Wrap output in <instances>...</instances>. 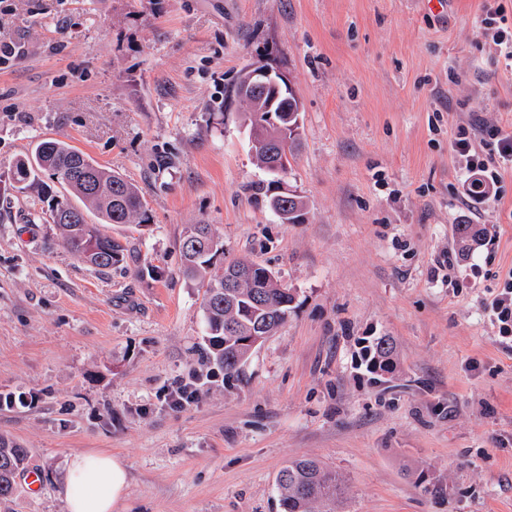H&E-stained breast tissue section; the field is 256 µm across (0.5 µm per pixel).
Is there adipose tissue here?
I'll return each mask as SVG.
<instances>
[{"label": "adipose tissue", "mask_w": 512, "mask_h": 512, "mask_svg": "<svg viewBox=\"0 0 512 512\" xmlns=\"http://www.w3.org/2000/svg\"><path fill=\"white\" fill-rule=\"evenodd\" d=\"M129 481L126 463L119 456L95 449L74 455L62 477L67 512H118Z\"/></svg>", "instance_id": "adipose-tissue-1"}]
</instances>
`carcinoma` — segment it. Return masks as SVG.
Returning <instances> with one entry per match:
<instances>
[{"label": "carcinoma", "instance_id": "cac0c4a2", "mask_svg": "<svg viewBox=\"0 0 512 512\" xmlns=\"http://www.w3.org/2000/svg\"><path fill=\"white\" fill-rule=\"evenodd\" d=\"M249 112L244 122L262 146H252L260 167L270 168L276 143H287V153L278 159L282 173L288 172L290 157L298 146L299 134L290 125L297 122V101L290 94L275 96L273 90L265 94L242 96ZM17 190L35 189L40 201L47 206L60 232L61 243L80 261L99 269H108L124 257V248L114 238L103 234L97 224L87 221L92 211L105 224L142 226L151 222V215L143 203L138 188L120 173L112 171L89 155L65 141L53 139L40 142L34 152L15 165ZM76 197L82 206H76L69 196ZM269 209L276 215L288 213V222L299 224L304 220L306 206L292 195L288 205L282 204L279 194H266ZM483 230L476 224H460L457 228L459 249L466 253L481 241ZM183 274L200 281L204 288L203 312L208 350L212 362L231 378L243 365L250 346L246 341L258 333V325L270 323L280 326L287 318L294 296L279 280L267 275L269 269L255 265L252 277L235 288L224 287V281L239 273L248 264L234 260L217 267L215 260L224 255V241L216 236L208 224H190L180 244ZM393 345L379 338L367 347L372 370L387 371L392 366ZM27 450L0 438V502L8 501L15 492V479L24 469ZM283 512H312L317 501L330 505L342 493L336 472L313 459L288 462L280 472Z\"/></svg>", "mask_w": 512, "mask_h": 512}]
</instances>
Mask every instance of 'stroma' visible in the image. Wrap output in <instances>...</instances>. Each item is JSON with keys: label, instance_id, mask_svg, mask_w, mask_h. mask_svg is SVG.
Returning <instances> with one entry per match:
<instances>
[{"label": "stroma", "instance_id": "obj_1", "mask_svg": "<svg viewBox=\"0 0 512 512\" xmlns=\"http://www.w3.org/2000/svg\"><path fill=\"white\" fill-rule=\"evenodd\" d=\"M483 3L0 0V393L28 398L0 407V436L41 480L12 512H65V461L91 449L128 465L121 512H281L302 457L343 479L334 512H512V344L488 307L512 277V169L473 210L452 150L462 125L512 131ZM255 64L301 103L302 224L266 205L236 92ZM49 138L140 189L148 226L101 227L126 248L112 268L27 221L13 165ZM460 223L485 229L465 258ZM190 224L294 296L230 379L202 354ZM180 380L194 402L163 406ZM366 351L373 371L378 369L388 371L392 366L393 345L389 339L383 337L377 339L367 347Z\"/></svg>", "mask_w": 512, "mask_h": 512}]
</instances>
